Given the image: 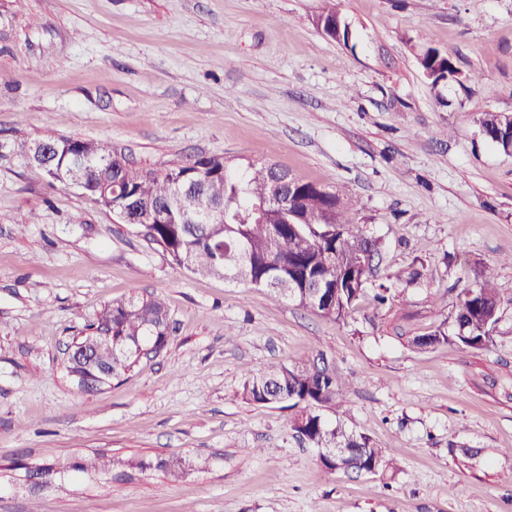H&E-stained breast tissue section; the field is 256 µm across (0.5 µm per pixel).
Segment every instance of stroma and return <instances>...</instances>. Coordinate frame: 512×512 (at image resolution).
<instances>
[{"label": "stroma", "mask_w": 512, "mask_h": 512, "mask_svg": "<svg viewBox=\"0 0 512 512\" xmlns=\"http://www.w3.org/2000/svg\"><path fill=\"white\" fill-rule=\"evenodd\" d=\"M0 0V512H512V0ZM433 46L482 88L435 92ZM78 136L163 170L273 161L351 197L377 282L342 322L176 265L130 224L50 182L15 142ZM26 229H17L16 217ZM496 268L488 349L409 342ZM162 298L174 331L127 377L82 391L68 347L104 305ZM325 357L349 382L324 409L395 457L328 473L292 409L243 400L252 373ZM106 455L185 457L183 474L71 470ZM64 464L41 486L28 470ZM316 25L328 38L347 45L351 40V31L335 7L323 10L316 17ZM481 134L505 153H512V113L484 112L478 118Z\"/></svg>", "instance_id": "stroma-1"}]
</instances>
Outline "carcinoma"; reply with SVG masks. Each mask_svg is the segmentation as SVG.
<instances>
[{
	"label": "carcinoma",
	"mask_w": 512,
	"mask_h": 512,
	"mask_svg": "<svg viewBox=\"0 0 512 512\" xmlns=\"http://www.w3.org/2000/svg\"><path fill=\"white\" fill-rule=\"evenodd\" d=\"M316 25L338 43L351 40L348 25L334 7L319 13ZM417 61L437 92L453 83H480L479 76L463 73L432 46L422 49ZM478 123L484 138L512 153V113L484 112ZM56 143L55 182L64 186L79 174L86 179L89 196L97 199L101 182L111 183L109 210L116 216L130 200L133 217L164 211L162 223L141 230L194 274L221 275L252 285L270 282L299 306L338 321L348 317L374 276L372 256L377 254V242L346 215L353 204L336 191L296 177L288 197L276 195L270 191L276 163L261 162L241 170L222 157L209 156L158 173L133 167L103 140L70 144L60 136ZM474 273L478 287L462 292L452 315L454 331L448 332L445 322L426 336L414 337V350L427 352L452 341L481 351L493 342L501 306L495 269L484 265ZM317 288L322 289L319 296ZM169 330V314L161 299L114 300L81 332L67 360V373L82 390H97L134 369L140 345L162 349ZM346 390L347 383L326 362H301L251 375L243 398L256 404H289L296 410L292 429L313 448L355 449L342 460L320 458L328 472L384 471L394 465L393 457L369 437L340 421L332 424L322 415ZM125 464L132 469L154 467L175 476L188 462L179 456H162Z\"/></svg>",
	"instance_id": "obj_1"
}]
</instances>
